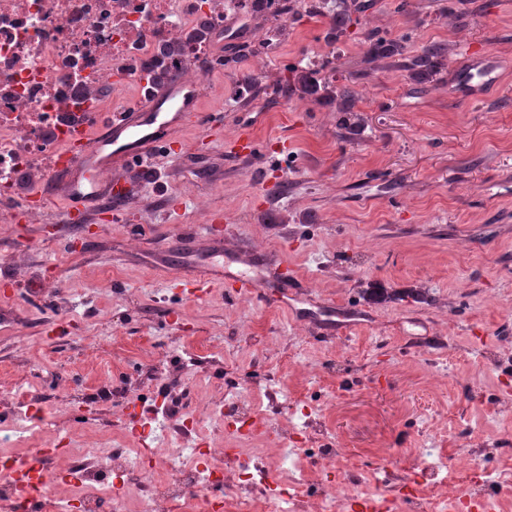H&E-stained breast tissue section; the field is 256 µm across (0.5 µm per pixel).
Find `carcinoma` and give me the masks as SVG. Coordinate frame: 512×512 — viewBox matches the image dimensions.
<instances>
[{
    "label": "carcinoma",
    "mask_w": 512,
    "mask_h": 512,
    "mask_svg": "<svg viewBox=\"0 0 512 512\" xmlns=\"http://www.w3.org/2000/svg\"><path fill=\"white\" fill-rule=\"evenodd\" d=\"M211 35L210 28L202 25L188 34L186 41L176 47L167 46L159 55L151 57L146 66L152 74L151 88L156 90L166 85L169 79L167 59L177 51L184 50V47L193 43H202ZM371 54L378 58H392L402 55V45L392 39L382 36H374L370 48ZM444 49L440 45H429L422 48L420 54L412 58L407 68L412 72L415 80L423 84L437 72ZM293 78H284L279 83L276 92L284 98H290L296 94L307 96L317 101L339 99V125L349 131L359 127L358 115L354 113V95L347 89H338L331 82L318 77L319 71L308 66L299 69L289 68Z\"/></svg>",
    "instance_id": "cac0c4a2"
}]
</instances>
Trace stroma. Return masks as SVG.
<instances>
[{
	"instance_id": "1",
	"label": "stroma",
	"mask_w": 512,
	"mask_h": 512,
	"mask_svg": "<svg viewBox=\"0 0 512 512\" xmlns=\"http://www.w3.org/2000/svg\"><path fill=\"white\" fill-rule=\"evenodd\" d=\"M361 2L338 37L336 0L261 26L231 20L214 50H244L200 82L209 125L170 129L185 153L154 157L151 183L124 168V216H91L85 247L57 245L81 237L76 225L49 232L68 207L59 194H47L43 223L0 229L14 318L0 330V391L25 393L39 435L65 436L87 415L95 447L146 441L173 458L178 440L142 424L179 427L195 398L221 400L237 381L270 416L267 447L316 421L362 467V495L387 458L412 466L434 420L447 456L487 446L497 454L478 470L512 467L500 411L512 403V0ZM374 33L402 40L403 56L371 60ZM432 43L447 48L446 70L420 85L404 61ZM464 44L499 62L479 101L449 80ZM309 63L353 90L359 132L340 130L332 104L274 94L287 67ZM245 132L258 153L230 156L225 142ZM202 198L223 211L239 272L263 288L284 271L301 279L287 307L231 298L226 283L199 299L169 290L176 264L206 257Z\"/></svg>"
}]
</instances>
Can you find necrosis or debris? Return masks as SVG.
Listing matches in <instances>:
<instances>
[{
	"mask_svg": "<svg viewBox=\"0 0 512 512\" xmlns=\"http://www.w3.org/2000/svg\"><path fill=\"white\" fill-rule=\"evenodd\" d=\"M233 0H0V225L41 218L19 191L20 179L59 188L63 153L76 124L100 130L112 109L99 94L114 76L143 92L144 60L206 19L221 31ZM226 406L197 401L192 426L232 417L251 421L257 409L231 386ZM182 461L172 464L159 449L119 446L52 449L35 444L25 457L47 463L50 484H18L0 457V512H20L34 500L36 512H342L358 484L344 449L321 448L307 463L290 458L287 487L269 492L272 468L254 448H228L222 438L199 441L184 435ZM468 463L449 465L439 448H419L415 465L394 467L379 491L390 512H502L512 495V471L470 478ZM221 466H214V459ZM423 481L422 497L409 485Z\"/></svg>",
	"mask_w": 512,
	"mask_h": 512,
	"instance_id": "4bbe7bcc",
	"label": "necrosis or debris"
}]
</instances>
